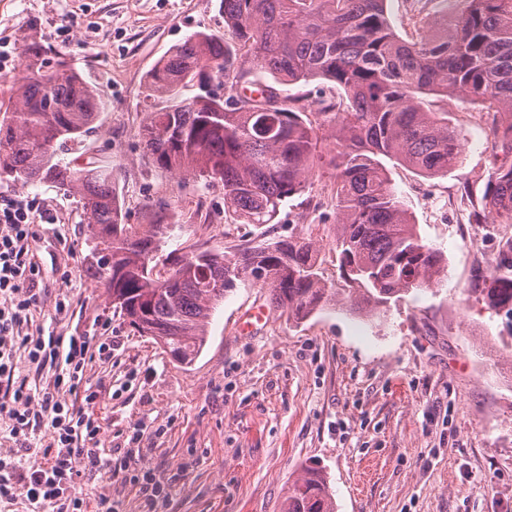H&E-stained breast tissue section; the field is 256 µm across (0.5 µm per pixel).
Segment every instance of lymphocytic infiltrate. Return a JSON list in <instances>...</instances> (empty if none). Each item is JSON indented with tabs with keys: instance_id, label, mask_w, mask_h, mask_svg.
<instances>
[{
	"instance_id": "1",
	"label": "lymphocytic infiltrate",
	"mask_w": 512,
	"mask_h": 512,
	"mask_svg": "<svg viewBox=\"0 0 512 512\" xmlns=\"http://www.w3.org/2000/svg\"><path fill=\"white\" fill-rule=\"evenodd\" d=\"M29 205L0 206V417L9 420L12 446L0 459V501L26 496L33 512H85L77 481L85 471L111 473V460L93 444L100 433L94 415L97 392L83 385L89 365L109 353L108 343L87 336L26 333L38 303ZM37 369L55 365L38 381L17 373V352ZM48 428L46 444L33 437Z\"/></svg>"
}]
</instances>
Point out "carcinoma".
<instances>
[{"label": "carcinoma", "mask_w": 512, "mask_h": 512, "mask_svg": "<svg viewBox=\"0 0 512 512\" xmlns=\"http://www.w3.org/2000/svg\"><path fill=\"white\" fill-rule=\"evenodd\" d=\"M222 2L235 40L195 32L148 76L141 138L159 168L219 181L227 209L246 224H271L329 166L333 251L349 307L381 312L429 282L445 261L423 242L381 158L430 177L452 170L460 158L457 134L448 113L424 109L423 96L459 95L492 113L494 161L482 197L464 190L471 219L512 224V0H465L458 14L430 20L429 33L411 41L396 33L386 0ZM22 57L27 77L0 118V176L49 181L82 197L105 286L138 335L189 364L206 343L212 311L239 281L270 288L271 304L296 319L332 301L313 240L291 234L224 254L171 252L168 277L153 276L165 216L123 223L110 174L57 158L60 143L94 129L97 88L64 60L41 73L47 60L36 42ZM255 70L273 83L254 92L281 96L278 107L265 109L244 93ZM215 78L241 91L222 98L209 89ZM312 81L323 84L315 112L311 92L285 90ZM194 83L199 93L182 98ZM470 292L512 320V243L492 272L474 269ZM283 512H336L320 470L288 485Z\"/></svg>", "instance_id": "carcinoma-1"}]
</instances>
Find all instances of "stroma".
Listing matches in <instances>:
<instances>
[{"mask_svg":"<svg viewBox=\"0 0 512 512\" xmlns=\"http://www.w3.org/2000/svg\"><path fill=\"white\" fill-rule=\"evenodd\" d=\"M463 0H386L406 40ZM224 30L221 0H0V106L23 76L22 51L42 44L96 85V129L67 143L71 167L111 171L125 223L163 206L160 247L216 253L259 241L262 226L224 209V186L157 167L140 143L147 76L196 31ZM460 134L458 166L426 177L391 161L388 176L430 246L446 257L441 284L412 289L380 315L337 300L302 320L274 308L266 287L238 282L212 314L188 365L134 333L103 285L79 194L48 182L0 178V203H32L40 302L32 327L56 336L111 337L112 359L88 369L97 390L102 457L130 456L111 476H83L87 503L115 512H282L288 485L322 470L336 512H512V320L468 291L492 271L496 224H476L461 195L479 193L493 161L488 121L473 102L425 99ZM336 207L288 200L278 234L314 239L324 284L336 286ZM70 303L59 314V299ZM264 317L242 324L253 309ZM141 428L131 440L133 428Z\"/></svg>","mask_w":512,"mask_h":512,"instance_id":"1","label":"stroma"}]
</instances>
